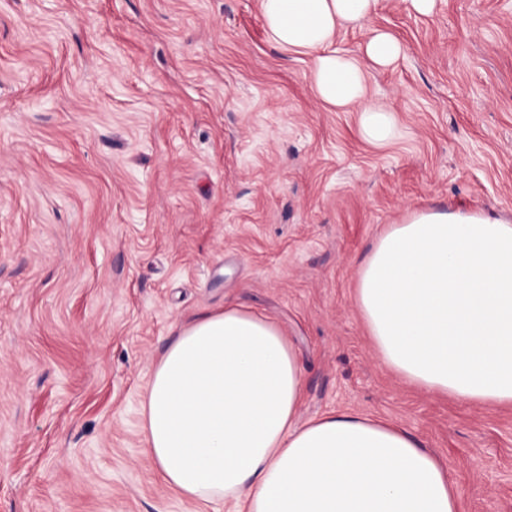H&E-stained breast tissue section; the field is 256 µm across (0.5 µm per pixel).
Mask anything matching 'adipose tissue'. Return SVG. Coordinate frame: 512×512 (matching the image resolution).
Instances as JSON below:
<instances>
[{
    "label": "adipose tissue",
    "instance_id": "ef3b65f1",
    "mask_svg": "<svg viewBox=\"0 0 512 512\" xmlns=\"http://www.w3.org/2000/svg\"><path fill=\"white\" fill-rule=\"evenodd\" d=\"M380 0H260L283 52L310 57L308 79L332 109L358 106L363 138L393 133L367 100L368 69L401 43L373 31L334 49ZM355 303L385 367L466 404L512 406V223L420 213L389 225L358 273ZM303 377L272 319L243 308L201 314L156 363L142 406L144 447L181 497L231 512H461L450 466L402 426L350 410L300 421Z\"/></svg>",
    "mask_w": 512,
    "mask_h": 512
}]
</instances>
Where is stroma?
I'll use <instances>...</instances> for the list:
<instances>
[{
  "label": "stroma",
  "mask_w": 512,
  "mask_h": 512,
  "mask_svg": "<svg viewBox=\"0 0 512 512\" xmlns=\"http://www.w3.org/2000/svg\"><path fill=\"white\" fill-rule=\"evenodd\" d=\"M373 28L404 48L366 75L395 117L381 147L259 0H0V512H226L161 480L141 404L180 329L227 305L285 331L300 420L397 423L462 512H512V406L408 384L354 301L388 225L512 221V0H380L336 49Z\"/></svg>",
  "instance_id": "1"
}]
</instances>
